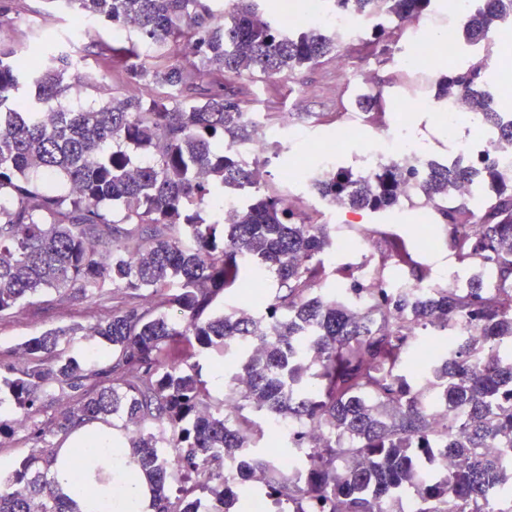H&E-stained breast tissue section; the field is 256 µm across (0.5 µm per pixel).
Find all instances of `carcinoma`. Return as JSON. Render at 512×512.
Instances as JSON below:
<instances>
[{"label": "carcinoma", "instance_id": "cac0c4a2", "mask_svg": "<svg viewBox=\"0 0 512 512\" xmlns=\"http://www.w3.org/2000/svg\"><path fill=\"white\" fill-rule=\"evenodd\" d=\"M74 16L114 27L112 60L143 86L138 99L112 97L88 107L66 103L91 76L75 69L90 56L80 29L60 39L48 30L35 45L0 42V314L39 301L51 290L74 288L82 298L107 292L126 301L84 329H50L16 352L30 366L0 381L12 396L0 411V439L18 423L47 411L57 393L72 401L47 416L33 438L68 436L94 422L113 432H86L89 442L126 440L130 479L144 475L155 512H229L248 496L224 482V459L246 454L243 479H256L279 512H402L392 489L403 487L424 504L420 512H489L487 490L512 496V468L492 459L488 442L512 450V188L491 168L436 166L422 192L429 203L453 185L490 181L478 213L463 201L438 210L448 225V250L458 263L494 267L498 287L464 292L437 288L411 303L408 294L379 284L366 288L372 305L355 314L336 299L350 273L336 274L325 253L336 249L329 224L285 209L278 194L250 195L222 221L204 216L226 191L255 187V168L235 151L256 128L241 106L224 97L226 73L293 75L333 56L336 36L314 25L293 32L264 16L260 0H233L229 20L211 19L220 0H61ZM463 30L471 44L512 21V0H470ZM350 13L382 14L366 46L397 42L403 21L431 0H337ZM153 44L166 60L148 62ZM209 78L189 81L191 72ZM158 86L179 92L154 94ZM436 99L460 100L496 126L485 63L439 80ZM411 173L392 163L373 177L340 170L313 180L322 200L344 197L351 210H386L400 201ZM382 268L410 270L430 281L414 259L416 247L383 232ZM274 270L278 288L252 297L251 273ZM175 306L181 319L163 309ZM477 320L480 341L453 340L448 327ZM87 331L110 346L99 368L69 354ZM440 347L427 377L441 386L447 417L431 416L416 392L418 355L428 335ZM236 362L245 380L236 407L224 412L203 379L200 360ZM465 413H459V409ZM287 416L331 433L313 442L302 429L288 453L302 458L299 483L267 459L266 416ZM455 458L449 471L425 459L439 446ZM177 461L170 470L165 458ZM83 468V446L69 455L49 446L0 470V512H76L75 501L49 474Z\"/></svg>", "mask_w": 512, "mask_h": 512}]
</instances>
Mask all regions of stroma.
<instances>
[{
	"instance_id": "1",
	"label": "stroma",
	"mask_w": 512,
	"mask_h": 512,
	"mask_svg": "<svg viewBox=\"0 0 512 512\" xmlns=\"http://www.w3.org/2000/svg\"><path fill=\"white\" fill-rule=\"evenodd\" d=\"M49 9L46 0H13L9 19L0 26L7 29L12 42L32 39L34 23ZM414 34V29H403L397 48L391 54L380 49L371 52L361 43H353L349 47L351 65L370 71L371 89L382 94L384 112L397 116L403 129L440 153L447 148L449 137H466L470 128L463 122L447 128L432 112L403 111L400 93L393 87L392 79ZM481 58L486 61L491 85L506 88L496 102L497 110L512 113V81L504 82L501 74L502 63L512 64V28L492 30L486 41L477 47L459 42L454 57L445 64L434 65L433 74L426 82L427 89L436 92L438 81L448 71ZM90 63L97 71L96 78L80 89L76 97L78 103L98 104L114 96L138 98L143 95L142 86L128 78L121 64L106 63L95 57ZM305 84L317 88V95L298 96V87ZM224 90L234 94L246 111L258 113L274 143L278 144V154L268 167L270 175L265 185L266 191L277 193L282 190L279 171L283 166L295 157L306 156L309 143L332 133L339 122L352 119L351 100L356 92L329 59L303 68L289 78H269L258 73L228 74L224 77ZM423 201V195L417 194L412 202L377 213L364 211L358 213L357 218L363 224L386 225L390 231L410 239L416 234L413 214L422 209ZM111 308V300H81L63 290L49 292L38 303L0 315V372L9 376L27 366V359L12 355L11 350L28 338L72 324H96Z\"/></svg>"
}]
</instances>
